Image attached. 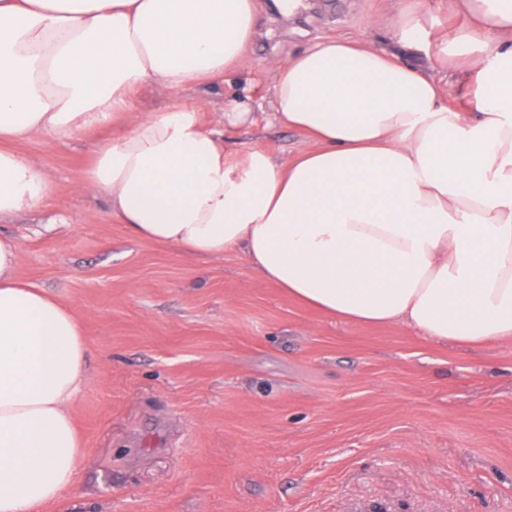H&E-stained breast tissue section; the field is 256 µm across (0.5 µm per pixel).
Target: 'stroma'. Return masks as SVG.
<instances>
[{"label":"stroma","mask_w":512,"mask_h":512,"mask_svg":"<svg viewBox=\"0 0 512 512\" xmlns=\"http://www.w3.org/2000/svg\"><path fill=\"white\" fill-rule=\"evenodd\" d=\"M419 0L432 43L462 17ZM245 62L183 96L213 121L242 102L230 150L287 163L303 136L270 122L274 56L321 36L379 43L388 0H259ZM108 124L16 144L51 208L0 221L19 277L70 306L90 362L76 418L87 458L46 512H512V343L470 348L341 321L266 282L243 254L194 258L134 239L80 192Z\"/></svg>","instance_id":"1"}]
</instances>
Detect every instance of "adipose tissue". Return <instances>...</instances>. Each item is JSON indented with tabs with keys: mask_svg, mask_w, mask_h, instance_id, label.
<instances>
[{
	"mask_svg": "<svg viewBox=\"0 0 512 512\" xmlns=\"http://www.w3.org/2000/svg\"><path fill=\"white\" fill-rule=\"evenodd\" d=\"M464 22L439 67L415 66L417 9L393 0L395 47L327 37L272 59L273 120L306 145L279 167L232 153L180 94L241 65L257 0H0V219L44 208L41 161L10 150L66 142L131 114L82 183L142 242L196 258L243 253L268 282L328 315L401 323L481 347L512 342V0H453ZM176 95L135 115L149 84ZM0 235V512L61 501L85 458L74 409L89 346L73 311L17 276Z\"/></svg>",
	"mask_w": 512,
	"mask_h": 512,
	"instance_id": "obj_1",
	"label": "adipose tissue"
}]
</instances>
